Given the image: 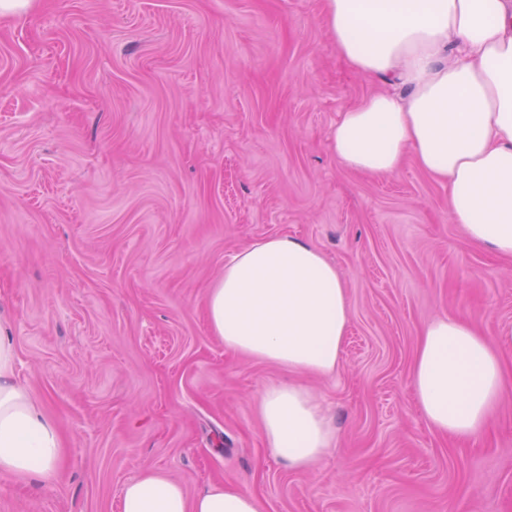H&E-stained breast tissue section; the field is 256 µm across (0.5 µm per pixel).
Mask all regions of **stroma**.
<instances>
[{
	"label": "stroma",
	"instance_id": "obj_1",
	"mask_svg": "<svg viewBox=\"0 0 512 512\" xmlns=\"http://www.w3.org/2000/svg\"><path fill=\"white\" fill-rule=\"evenodd\" d=\"M390 82L350 69L320 0H33L0 16V319L16 378L60 428L49 486L0 474V512H120L147 470L239 486L265 512H512V261L468 239L413 156L375 176L327 145ZM303 239L350 323L335 375L301 376L338 448L265 446L255 405L287 370L213 336L206 296L240 247ZM501 349L498 411L460 445L416 407L435 317Z\"/></svg>",
	"mask_w": 512,
	"mask_h": 512
}]
</instances>
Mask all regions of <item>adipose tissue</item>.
<instances>
[{
	"label": "adipose tissue",
	"mask_w": 512,
	"mask_h": 512,
	"mask_svg": "<svg viewBox=\"0 0 512 512\" xmlns=\"http://www.w3.org/2000/svg\"><path fill=\"white\" fill-rule=\"evenodd\" d=\"M336 49L355 71L393 79L400 93L365 96L329 134L342 167L398 171L405 154L448 187L469 239L512 259V0H323ZM225 348L293 373L335 374L349 325L339 275L313 244L270 236L239 249L206 301ZM17 354L0 327V472L51 484L64 448L56 422L16 380ZM415 404L437 434L483 431L503 390L501 353L459 317L423 330L411 368ZM266 447L305 471L337 442L327 408L291 381L256 404ZM122 512H263L249 491L217 484L189 495L155 470L127 482Z\"/></svg>",
	"instance_id": "ef3b65f1"
}]
</instances>
